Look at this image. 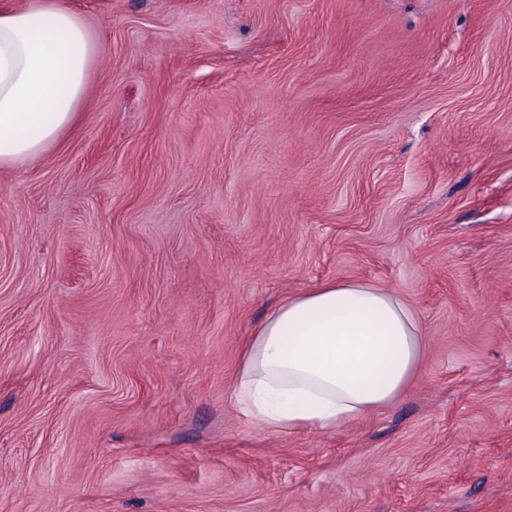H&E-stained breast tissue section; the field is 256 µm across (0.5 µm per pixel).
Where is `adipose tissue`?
Masks as SVG:
<instances>
[{
    "label": "adipose tissue",
    "mask_w": 512,
    "mask_h": 512,
    "mask_svg": "<svg viewBox=\"0 0 512 512\" xmlns=\"http://www.w3.org/2000/svg\"><path fill=\"white\" fill-rule=\"evenodd\" d=\"M99 54L65 0L0 8V168H26L73 125ZM426 347L417 313L393 291L326 281L281 301L256 329L233 400L263 430L332 431L402 397Z\"/></svg>",
    "instance_id": "obj_1"
}]
</instances>
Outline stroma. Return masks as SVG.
Wrapping results in <instances>:
<instances>
[{
    "instance_id": "35a3bbf8",
    "label": "stroma",
    "mask_w": 512,
    "mask_h": 512,
    "mask_svg": "<svg viewBox=\"0 0 512 512\" xmlns=\"http://www.w3.org/2000/svg\"><path fill=\"white\" fill-rule=\"evenodd\" d=\"M73 129L0 169V512H512V0H66ZM336 279L422 373L292 434L244 343Z\"/></svg>"
}]
</instances>
